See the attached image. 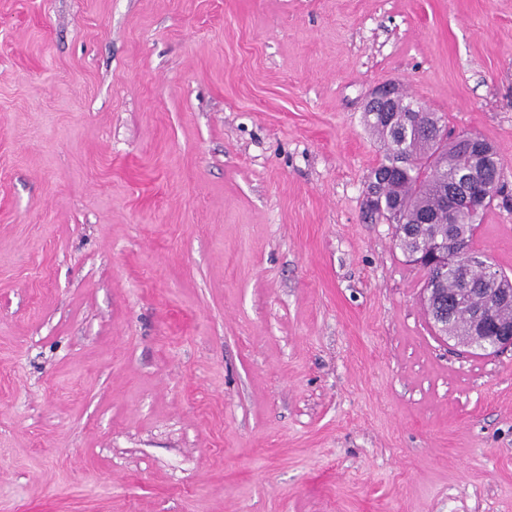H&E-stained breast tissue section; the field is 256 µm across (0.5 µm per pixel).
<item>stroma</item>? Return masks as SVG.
<instances>
[{"instance_id": "stroma-1", "label": "stroma", "mask_w": 512, "mask_h": 512, "mask_svg": "<svg viewBox=\"0 0 512 512\" xmlns=\"http://www.w3.org/2000/svg\"><path fill=\"white\" fill-rule=\"evenodd\" d=\"M389 81L512 195V0H0V512H512V351L366 213Z\"/></svg>"}]
</instances>
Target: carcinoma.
Segmentation results:
<instances>
[{
  "instance_id": "cac0c4a2",
  "label": "carcinoma",
  "mask_w": 512,
  "mask_h": 512,
  "mask_svg": "<svg viewBox=\"0 0 512 512\" xmlns=\"http://www.w3.org/2000/svg\"><path fill=\"white\" fill-rule=\"evenodd\" d=\"M416 124L396 131L386 128L379 112L365 110L366 125L379 140L382 156L372 170L386 178L372 204V212L394 225L395 245L407 262L416 265L432 244L445 241L448 249L465 247L473 250L476 219L461 217L448 223L447 199L459 208L466 207L462 191L463 164L458 145L449 141L448 125L436 112H419ZM499 288L508 282L507 275L495 280L484 264L469 262L439 272L433 268L425 277L424 294L438 293L444 301L454 303L448 314L447 335L465 341L470 335V313L484 308L482 295L462 287Z\"/></svg>"
}]
</instances>
